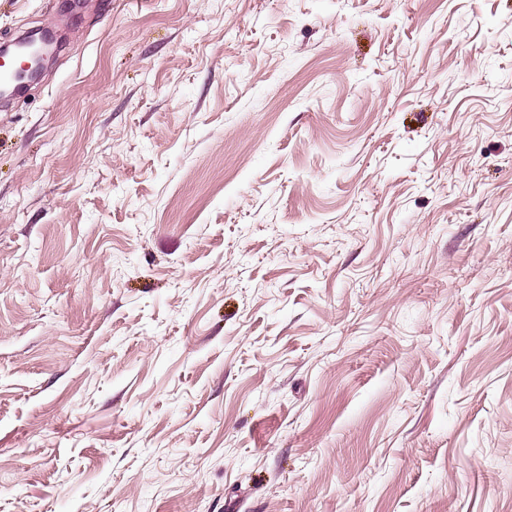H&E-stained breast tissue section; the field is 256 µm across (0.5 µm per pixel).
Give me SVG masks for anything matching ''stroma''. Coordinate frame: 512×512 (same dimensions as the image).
<instances>
[{
    "mask_svg": "<svg viewBox=\"0 0 512 512\" xmlns=\"http://www.w3.org/2000/svg\"><path fill=\"white\" fill-rule=\"evenodd\" d=\"M0 512H512V0H0ZM31 37L34 40L35 46L30 49L27 60L19 68L23 84L37 80L41 76L46 60L52 55V37L42 35L36 38L35 34H32Z\"/></svg>",
    "mask_w": 512,
    "mask_h": 512,
    "instance_id": "obj_1",
    "label": "stroma"
}]
</instances>
